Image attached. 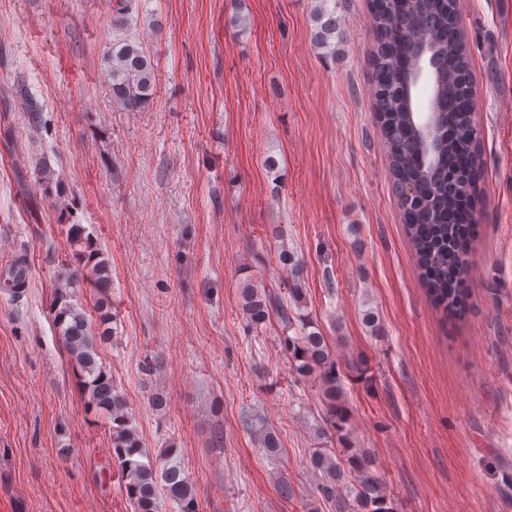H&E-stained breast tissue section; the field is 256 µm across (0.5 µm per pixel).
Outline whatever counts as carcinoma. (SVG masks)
I'll return each mask as SVG.
<instances>
[{
    "label": "carcinoma",
    "mask_w": 512,
    "mask_h": 512,
    "mask_svg": "<svg viewBox=\"0 0 512 512\" xmlns=\"http://www.w3.org/2000/svg\"><path fill=\"white\" fill-rule=\"evenodd\" d=\"M370 11L375 31L372 106L404 232L427 296L444 317L459 319L468 308L465 285L475 243L473 202L482 176L468 37L460 25L455 0H371ZM318 20L314 42L329 48L336 37V17L321 11ZM420 40L435 43L447 63L445 79L432 86V100L441 113L442 147L430 159L401 95L411 66L407 46ZM107 60L112 98L127 111L143 109L155 82L146 46L124 34L108 47ZM110 281L109 264L98 253L88 255L71 272L69 287L79 288L86 282L100 292L98 321L104 329L95 331L84 313L65 305L56 315L64 346L81 372L88 405L107 413L112 422L113 452L125 475L126 494L134 512H161L166 501L177 506V512H198L194 487L176 449L164 448L154 457L146 452L132 427L124 395L99 364L98 341L109 337L105 325L112 321L106 295ZM245 305L256 324L273 315L288 330L300 325V335L285 337V347L301 361L300 373H318L326 424L344 439V388L327 338L319 331H308L311 323L276 294L263 295L249 288ZM309 465L322 473L318 492L335 512H394L367 450L344 448L338 456L320 448L310 456ZM347 476L354 484L344 494L341 485Z\"/></svg>",
    "instance_id": "carcinoma-1"
}]
</instances>
